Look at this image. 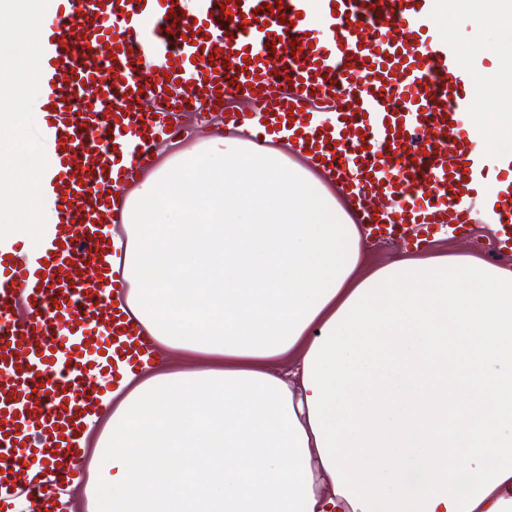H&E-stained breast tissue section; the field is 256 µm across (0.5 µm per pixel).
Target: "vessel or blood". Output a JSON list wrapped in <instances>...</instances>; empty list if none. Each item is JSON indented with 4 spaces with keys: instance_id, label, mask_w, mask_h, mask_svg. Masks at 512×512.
Instances as JSON below:
<instances>
[{
    "instance_id": "1",
    "label": "vessel or blood",
    "mask_w": 512,
    "mask_h": 512,
    "mask_svg": "<svg viewBox=\"0 0 512 512\" xmlns=\"http://www.w3.org/2000/svg\"><path fill=\"white\" fill-rule=\"evenodd\" d=\"M271 2L34 0L17 108L40 120L43 219L34 243L0 232V512H74L97 420L162 361L132 307L131 209L201 139L312 172L366 251L512 257V150L483 144L493 99L434 0Z\"/></svg>"
}]
</instances>
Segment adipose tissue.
Segmentation results:
<instances>
[{
    "label": "adipose tissue",
    "mask_w": 512,
    "mask_h": 512,
    "mask_svg": "<svg viewBox=\"0 0 512 512\" xmlns=\"http://www.w3.org/2000/svg\"><path fill=\"white\" fill-rule=\"evenodd\" d=\"M0 55L35 79L32 0H0ZM470 51L512 59V0H459ZM438 0L435 20L447 26ZM0 224L36 232L39 183L0 112ZM236 141L177 163L134 205V300L153 369L103 426L96 512H512V271L468 255L355 278L354 225L308 172Z\"/></svg>",
    "instance_id": "obj_1"
}]
</instances>
